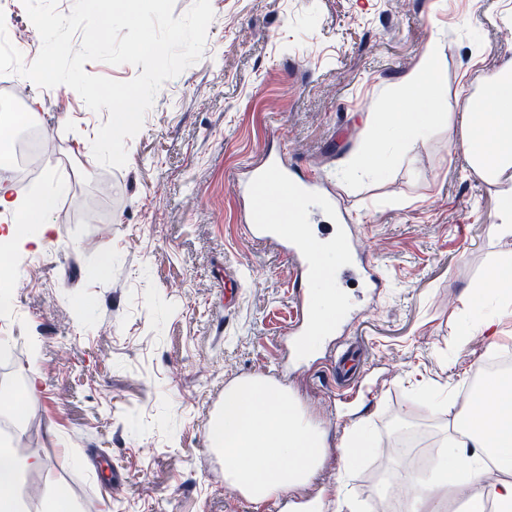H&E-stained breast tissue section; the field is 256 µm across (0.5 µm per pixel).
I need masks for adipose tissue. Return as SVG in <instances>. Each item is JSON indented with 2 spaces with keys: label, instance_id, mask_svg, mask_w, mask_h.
Here are the masks:
<instances>
[{
  "label": "adipose tissue",
  "instance_id": "ef3b65f1",
  "mask_svg": "<svg viewBox=\"0 0 512 512\" xmlns=\"http://www.w3.org/2000/svg\"><path fill=\"white\" fill-rule=\"evenodd\" d=\"M447 69L436 42L419 53L413 70L396 84L375 127L382 151L365 149L368 172L408 156L419 138L447 125ZM453 143L481 178L496 181L512 171V65L505 66L483 94H466L462 124ZM55 196H13L0 177V208L16 214L0 227V238L13 240L26 252L42 249L54 233L47 215ZM463 303L480 315L466 334L483 333L500 323L499 311L512 306V272L492 266L477 290ZM485 407L464 405L443 440L439 470L432 475L406 476L399 491L409 512H442L447 493L462 497L467 512H512V374L497 376L486 390ZM212 438L223 442L224 480L249 503L263 504L304 486L317 474L324 452L323 438L311 428L287 389L256 376L224 389V412L214 423ZM279 456L291 464L276 465ZM40 457L25 459L0 450V512H26L19 492L25 471L42 468Z\"/></svg>",
  "mask_w": 512,
  "mask_h": 512
}]
</instances>
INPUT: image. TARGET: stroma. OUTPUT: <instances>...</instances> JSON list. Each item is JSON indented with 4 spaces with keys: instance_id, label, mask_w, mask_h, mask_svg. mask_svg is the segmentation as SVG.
<instances>
[{
    "instance_id": "35a3bbf8",
    "label": "stroma",
    "mask_w": 512,
    "mask_h": 512,
    "mask_svg": "<svg viewBox=\"0 0 512 512\" xmlns=\"http://www.w3.org/2000/svg\"><path fill=\"white\" fill-rule=\"evenodd\" d=\"M202 58L164 82L125 166L92 162L108 112L68 86L23 87L37 126L57 138L29 188L56 191V230L16 263L9 323L0 332V389L19 396L43 439L36 489L74 481L81 512H280L227 497L224 460L208 432L226 386L270 376L294 311L295 273L276 246L239 229L232 177L281 148L322 175L353 213L385 288L336 339L368 345L362 387L341 399L325 374L285 385L327 433L309 488L322 512H375L376 475L399 476L410 454L441 446L448 412L430 393L469 395L491 345L512 348V307L497 340L453 345L471 319L463 295L512 258L494 231L502 183L478 176L435 128L410 160L377 176L358 170L373 113L429 40L448 68V111L460 86L486 84L512 63V0H211ZM242 280L233 311L224 278ZM363 431L371 453L345 466L344 435Z\"/></svg>"
}]
</instances>
